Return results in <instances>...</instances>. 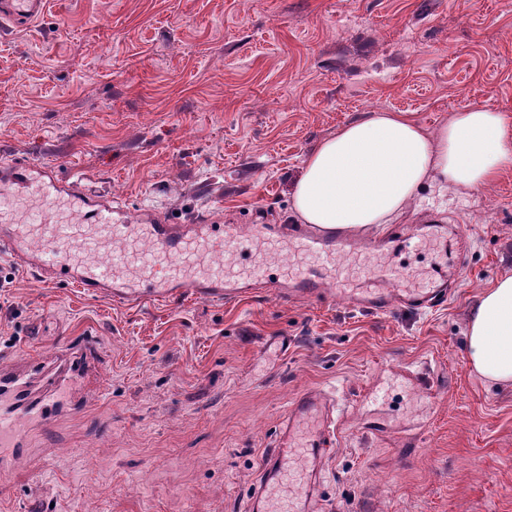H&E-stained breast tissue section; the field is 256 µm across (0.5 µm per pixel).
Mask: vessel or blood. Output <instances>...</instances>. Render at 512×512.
I'll use <instances>...</instances> for the list:
<instances>
[{"mask_svg":"<svg viewBox=\"0 0 512 512\" xmlns=\"http://www.w3.org/2000/svg\"><path fill=\"white\" fill-rule=\"evenodd\" d=\"M47 0H0V16L26 26ZM447 224H405L382 240L353 241L312 224H168L112 208L80 180L27 160L0 166V257L44 282L126 306L160 305L188 296L231 302L279 279L280 299L322 302L328 284L352 306L384 313L399 306L435 310L448 302L456 269L448 262ZM432 249L437 261L422 283L379 261L385 246ZM234 256L230 266L215 252ZM366 262L365 274L337 266L338 253ZM99 346L90 337L67 342L50 359L32 357L0 367V468L24 459L33 430L49 429L100 391ZM336 403L319 390L292 400L265 453L247 512H313L322 465L338 439Z\"/></svg>","mask_w":512,"mask_h":512,"instance_id":"obj_1","label":"vessel or blood"}]
</instances>
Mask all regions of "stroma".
<instances>
[{
    "mask_svg": "<svg viewBox=\"0 0 512 512\" xmlns=\"http://www.w3.org/2000/svg\"><path fill=\"white\" fill-rule=\"evenodd\" d=\"M512 123V0H49L0 18V163L82 176L172 223L290 224L312 146L378 111L428 129L468 106ZM468 253L446 306L371 313L335 298L127 307L0 258V350L96 337L103 388L0 474V512H246L304 390L347 400L323 512H512V386L471 368L477 296L512 275V170L422 192ZM287 336V354L266 347ZM438 377L428 398L395 378ZM46 7V0H2L0 14L1 17L13 19L26 26L40 18Z\"/></svg>",
    "mask_w": 512,
    "mask_h": 512,
    "instance_id": "1",
    "label": "stroma"
}]
</instances>
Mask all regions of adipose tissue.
<instances>
[{
  "instance_id": "adipose-tissue-1",
  "label": "adipose tissue",
  "mask_w": 512,
  "mask_h": 512,
  "mask_svg": "<svg viewBox=\"0 0 512 512\" xmlns=\"http://www.w3.org/2000/svg\"><path fill=\"white\" fill-rule=\"evenodd\" d=\"M511 169L512 125L501 112L470 106L435 130L406 112H375L312 147L292 210L302 223L356 235L398 221L426 186L463 193ZM466 352L478 375L512 383V275L477 297Z\"/></svg>"
}]
</instances>
